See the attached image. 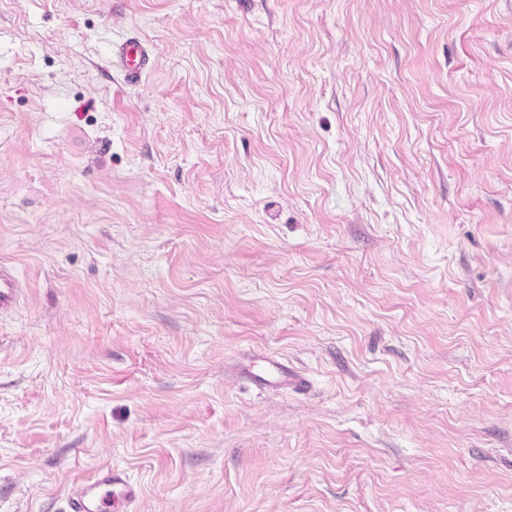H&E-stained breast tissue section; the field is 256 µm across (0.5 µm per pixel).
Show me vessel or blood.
Masks as SVG:
<instances>
[{
  "label": "vessel or blood",
  "mask_w": 512,
  "mask_h": 512,
  "mask_svg": "<svg viewBox=\"0 0 512 512\" xmlns=\"http://www.w3.org/2000/svg\"><path fill=\"white\" fill-rule=\"evenodd\" d=\"M151 61L149 48L136 37H124L112 44L111 64L120 70L126 81L138 82ZM19 283L10 267L0 263V306L12 303ZM260 371L252 373V380L260 385H287L302 389L304 378L288 369L274 357L262 359ZM138 486L131 483L122 468L106 465L92 476L72 483L67 495L65 512H112L114 504H122L125 512H134L139 498Z\"/></svg>",
  "instance_id": "obj_1"
}]
</instances>
